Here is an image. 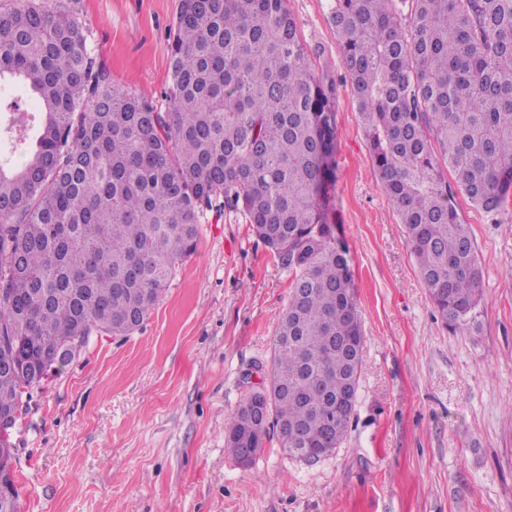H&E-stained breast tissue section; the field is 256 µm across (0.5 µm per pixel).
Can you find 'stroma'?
Returning a JSON list of instances; mask_svg holds the SVG:
<instances>
[{
  "label": "stroma",
  "instance_id": "obj_1",
  "mask_svg": "<svg viewBox=\"0 0 512 512\" xmlns=\"http://www.w3.org/2000/svg\"><path fill=\"white\" fill-rule=\"evenodd\" d=\"M68 9L113 83L170 104L180 0H45ZM332 0H287L311 65L344 73ZM334 217L364 326L351 423L308 463L267 441L250 466L224 427L268 382L290 275L233 211L207 214L195 251L133 334L94 336L49 372L12 431L19 512H512V208L464 195L482 268L471 322L445 326L382 192L348 94L337 101Z\"/></svg>",
  "mask_w": 512,
  "mask_h": 512
}]
</instances>
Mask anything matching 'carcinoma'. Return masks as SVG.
<instances>
[{
    "label": "carcinoma",
    "instance_id": "obj_1",
    "mask_svg": "<svg viewBox=\"0 0 512 512\" xmlns=\"http://www.w3.org/2000/svg\"><path fill=\"white\" fill-rule=\"evenodd\" d=\"M331 21L339 81L311 69L286 0H181L159 112L112 83L70 11L0 10V89L31 105L0 155V411L20 409L50 349L138 330L197 224L228 209L292 279L268 387L229 417L225 448L238 460L274 428L293 457L334 451L364 347L330 221L342 90L431 301L470 323L482 272L455 195L492 215L512 201V0H333Z\"/></svg>",
    "mask_w": 512,
    "mask_h": 512
}]
</instances>
